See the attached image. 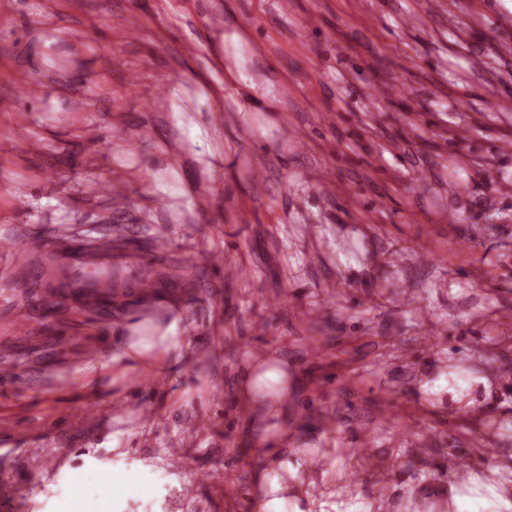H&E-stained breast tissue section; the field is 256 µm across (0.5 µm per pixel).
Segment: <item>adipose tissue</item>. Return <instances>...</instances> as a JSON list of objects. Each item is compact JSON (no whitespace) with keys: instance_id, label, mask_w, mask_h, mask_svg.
Wrapping results in <instances>:
<instances>
[{"instance_id":"obj_1","label":"adipose tissue","mask_w":512,"mask_h":512,"mask_svg":"<svg viewBox=\"0 0 512 512\" xmlns=\"http://www.w3.org/2000/svg\"><path fill=\"white\" fill-rule=\"evenodd\" d=\"M183 344V337L175 335L142 336L128 341L122 353L113 358L112 366L123 372L176 362L181 358ZM439 491L448 502V512H473L477 504L491 508L492 512H512V495L507 494L505 481L496 469L473 474L468 488L451 481L441 485Z\"/></svg>"}]
</instances>
